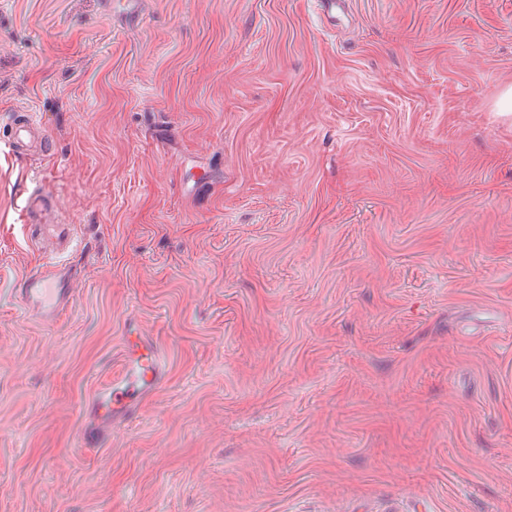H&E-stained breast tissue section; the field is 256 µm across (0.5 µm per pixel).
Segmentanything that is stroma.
<instances>
[{
  "label": "stroma",
  "mask_w": 512,
  "mask_h": 512,
  "mask_svg": "<svg viewBox=\"0 0 512 512\" xmlns=\"http://www.w3.org/2000/svg\"><path fill=\"white\" fill-rule=\"evenodd\" d=\"M510 87L512 0H0V512H512ZM73 278L62 266L48 259L24 282V294L32 311L45 321H53L73 295ZM133 333L136 336H127L120 370L96 391L87 407L102 428L111 426L117 417L133 418L141 402L163 380L157 349L139 327Z\"/></svg>",
  "instance_id": "stroma-1"
}]
</instances>
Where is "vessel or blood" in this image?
Segmentation results:
<instances>
[{
    "mask_svg": "<svg viewBox=\"0 0 512 512\" xmlns=\"http://www.w3.org/2000/svg\"><path fill=\"white\" fill-rule=\"evenodd\" d=\"M74 285L65 268L49 260L25 280L24 294L33 312L51 321L73 295ZM162 380V362L153 343L140 333L128 337L120 370L96 391L87 410L103 427L119 417L133 418Z\"/></svg>",
    "mask_w": 512,
    "mask_h": 512,
    "instance_id": "b4317fda",
    "label": "vessel or blood"
}]
</instances>
